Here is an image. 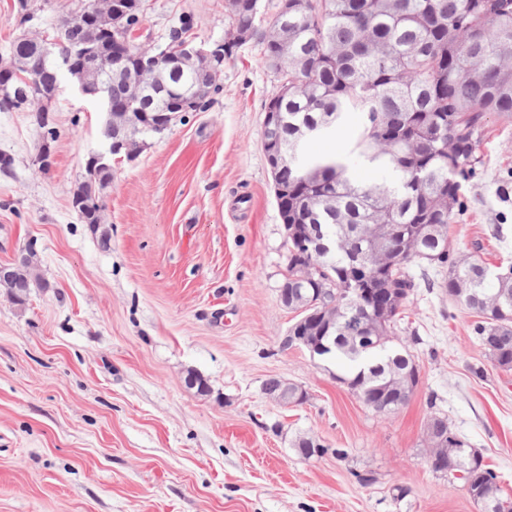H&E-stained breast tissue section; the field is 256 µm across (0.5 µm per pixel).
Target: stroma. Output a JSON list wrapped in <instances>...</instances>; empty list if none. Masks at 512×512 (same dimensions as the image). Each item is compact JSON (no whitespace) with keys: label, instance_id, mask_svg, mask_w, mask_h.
Segmentation results:
<instances>
[{"label":"stroma","instance_id":"stroma-1","mask_svg":"<svg viewBox=\"0 0 512 512\" xmlns=\"http://www.w3.org/2000/svg\"><path fill=\"white\" fill-rule=\"evenodd\" d=\"M139 41L166 46L182 17L195 42L227 40L225 0H142ZM81 0H0V60L21 31L54 35ZM251 40L224 62L201 112L112 163L99 226L71 206L103 148L101 100L62 78L48 121L50 171L35 158V113L0 112V264L29 251L42 286L17 304L0 288V512H480L461 481L433 473L425 423L446 417L512 498V371L474 342L472 313L440 288L441 268L410 265L416 287L395 329L420 381L391 416L368 409L336 366L287 348L295 320L279 288L286 233L262 148L278 75ZM352 175L389 171L343 136L311 141ZM484 163L464 191L449 242L458 256L512 264V121L490 118ZM210 385L188 388V372ZM302 387L285 407L262 391ZM306 435L327 454L303 458ZM347 452L336 458L335 449ZM375 481L358 483L357 474Z\"/></svg>","mask_w":512,"mask_h":512}]
</instances>
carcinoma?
Returning a JSON list of instances; mask_svg holds the SVG:
<instances>
[{"instance_id":"cac0c4a2","label":"carcinoma","mask_w":512,"mask_h":512,"mask_svg":"<svg viewBox=\"0 0 512 512\" xmlns=\"http://www.w3.org/2000/svg\"><path fill=\"white\" fill-rule=\"evenodd\" d=\"M278 9L275 26L288 37V55L272 64L277 49L258 30L259 0H226L233 31H250L262 45L261 63L281 77L276 98L282 123L263 130L276 137L288 164V210L282 223L310 230L288 239L284 280L309 267L298 305L320 301L316 288L336 293L334 320L312 338L328 346L323 360L341 370L336 379L367 406H383L388 383L415 360L391 346L393 329L416 288L408 266L425 263L448 271V297L477 317L474 339L497 368L512 370V266L492 271L477 260L454 256L444 241L462 208L464 183L482 164L478 152L487 116L512 119V0H291ZM58 25L83 31L98 47V28L82 9ZM10 55L23 66L19 91L0 112L34 108L37 79L51 72L39 42L16 38ZM356 118L352 152L398 175L395 184L352 182L335 157H304L310 136L336 132L344 115ZM92 223L104 204L95 196L73 205ZM400 224L401 240L385 244L383 229ZM371 284L363 301L343 294L352 269ZM430 452L448 455L464 472L471 500L481 512H512L498 474L452 428Z\"/></svg>"}]
</instances>
